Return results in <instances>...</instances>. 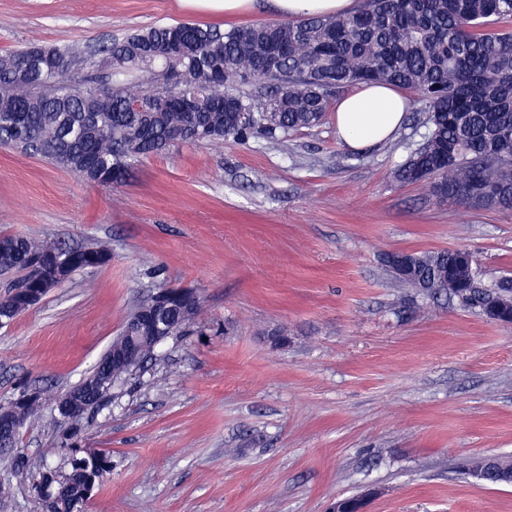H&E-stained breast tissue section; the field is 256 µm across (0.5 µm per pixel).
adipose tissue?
<instances>
[{
	"mask_svg": "<svg viewBox=\"0 0 512 512\" xmlns=\"http://www.w3.org/2000/svg\"><path fill=\"white\" fill-rule=\"evenodd\" d=\"M268 6L284 18L346 14L353 0H267ZM405 99L392 88L362 84L341 99L335 108L336 134L351 148L381 143L401 125Z\"/></svg>",
	"mask_w": 512,
	"mask_h": 512,
	"instance_id": "1",
	"label": "adipose tissue"
}]
</instances>
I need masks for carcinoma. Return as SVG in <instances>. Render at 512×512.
I'll return each instance as SVG.
<instances>
[{"label": "carcinoma", "mask_w": 512, "mask_h": 512, "mask_svg": "<svg viewBox=\"0 0 512 512\" xmlns=\"http://www.w3.org/2000/svg\"><path fill=\"white\" fill-rule=\"evenodd\" d=\"M512 18V0H358L344 16H311L221 30L192 22L158 25L126 34L88 53L33 43L0 54V146L21 149L87 183L120 184L129 163L179 144L186 113L157 103L168 95L195 109V135L187 143L245 142L262 134L278 144L288 133L319 124L345 88L371 81L410 89L426 112L424 141L398 166L395 177L471 208L512 210V29L487 25ZM181 31L186 50L161 54L169 33ZM279 57L272 74L267 54ZM37 60L27 80L16 64ZM70 60L90 73L69 85L60 64ZM152 71L165 86L148 91L131 79L108 88L112 110H96L104 71ZM0 252V308L17 307L18 292L38 287L27 269L49 256L68 273L112 260L101 245L76 247L54 240L5 236ZM398 280L420 294L446 293L485 317L512 322V282L489 289L475 259L463 250L413 252ZM197 315L174 316L167 336H188ZM140 362L114 373L107 351L86 380L106 374L123 387L153 360L156 344H137ZM78 424L63 432L72 449L69 469L47 468L35 482L41 497L72 481L96 488L112 469L111 456H77Z\"/></svg>", "instance_id": "carcinoma-1"}]
</instances>
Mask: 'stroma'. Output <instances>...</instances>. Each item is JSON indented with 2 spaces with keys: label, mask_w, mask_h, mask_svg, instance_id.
Here are the masks:
<instances>
[{
  "label": "stroma",
  "mask_w": 512,
  "mask_h": 512,
  "mask_svg": "<svg viewBox=\"0 0 512 512\" xmlns=\"http://www.w3.org/2000/svg\"><path fill=\"white\" fill-rule=\"evenodd\" d=\"M277 19L178 0H0V54ZM404 96L380 144L350 148L330 111L276 147L258 135L139 159L110 189L0 147V236L112 251L0 326V403L79 382L155 289L200 302L193 335L161 343L153 369L85 420L82 448L113 467L84 512H327L367 490L368 512H512V485L459 467L512 459V324L400 288L384 263L464 249L486 284L512 277V211L395 179L426 132ZM61 433L43 411L0 454V512H43L32 476L66 465Z\"/></svg>",
  "instance_id": "stroma-1"
}]
</instances>
